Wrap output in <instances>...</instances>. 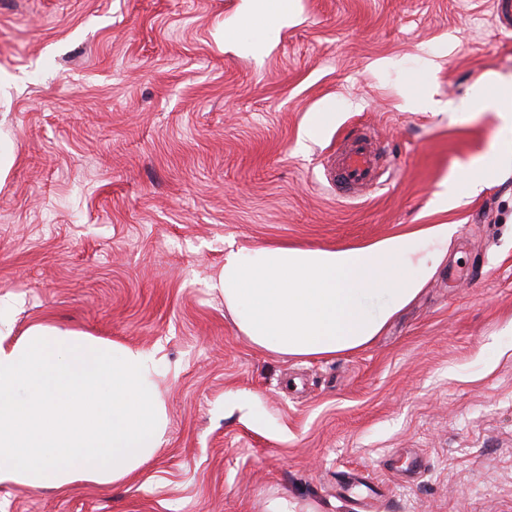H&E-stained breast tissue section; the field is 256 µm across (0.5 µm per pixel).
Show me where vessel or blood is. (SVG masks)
<instances>
[{
    "instance_id": "obj_1",
    "label": "vessel or blood",
    "mask_w": 512,
    "mask_h": 512,
    "mask_svg": "<svg viewBox=\"0 0 512 512\" xmlns=\"http://www.w3.org/2000/svg\"><path fill=\"white\" fill-rule=\"evenodd\" d=\"M377 155V143L367 132H358L344 143L326 174L338 196L356 198L380 188Z\"/></svg>"
}]
</instances>
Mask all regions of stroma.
<instances>
[{"instance_id": "obj_1", "label": "stroma", "mask_w": 512, "mask_h": 512, "mask_svg": "<svg viewBox=\"0 0 512 512\" xmlns=\"http://www.w3.org/2000/svg\"><path fill=\"white\" fill-rule=\"evenodd\" d=\"M288 2L258 49L241 0H0V303L19 331L153 352L169 415L129 482L4 485L0 512H512V131L449 107L512 77V29L497 0ZM428 92L445 110L405 108ZM364 127L393 176L337 198L324 165ZM420 224L455 225L447 260L353 353L258 350L211 286L230 241L359 247Z\"/></svg>"}]
</instances>
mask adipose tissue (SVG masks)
I'll list each match as a JSON object with an SVG mask.
<instances>
[{
	"mask_svg": "<svg viewBox=\"0 0 512 512\" xmlns=\"http://www.w3.org/2000/svg\"><path fill=\"white\" fill-rule=\"evenodd\" d=\"M261 43L292 16L286 0H244ZM512 113V79L485 80L459 102ZM455 232L425 224L353 248L228 245L212 283L256 348L296 358L369 344L414 300ZM154 354L37 322L14 334L0 308V485L32 490L128 480L162 448L169 419Z\"/></svg>",
	"mask_w": 512,
	"mask_h": 512,
	"instance_id": "obj_1",
	"label": "adipose tissue"
}]
</instances>
